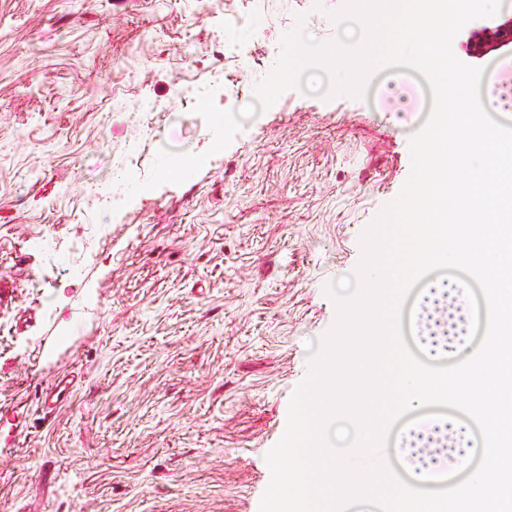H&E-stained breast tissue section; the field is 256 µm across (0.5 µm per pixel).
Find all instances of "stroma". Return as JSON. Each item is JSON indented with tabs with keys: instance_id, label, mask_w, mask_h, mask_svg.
<instances>
[{
	"instance_id": "1",
	"label": "stroma",
	"mask_w": 512,
	"mask_h": 512,
	"mask_svg": "<svg viewBox=\"0 0 512 512\" xmlns=\"http://www.w3.org/2000/svg\"><path fill=\"white\" fill-rule=\"evenodd\" d=\"M343 4L0 0V512H259L325 288L410 174L421 88L393 67L364 100L291 89L213 155L177 82L223 68L216 105L243 107L282 36L331 41ZM139 100L167 113L147 141ZM163 148L210 158L86 196ZM70 384L71 381H66L63 377L50 386L43 387L41 390L43 408L52 411L62 406L68 399Z\"/></svg>"
}]
</instances>
